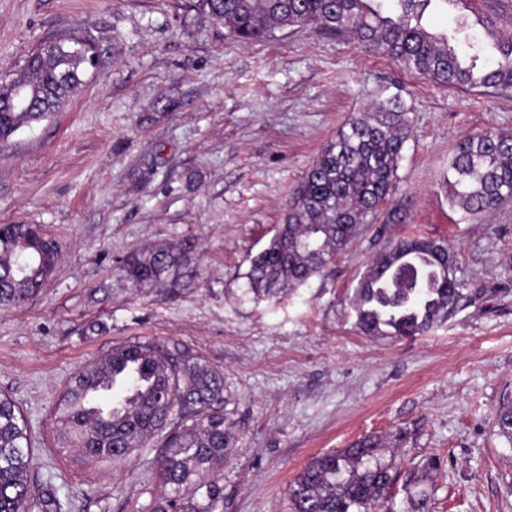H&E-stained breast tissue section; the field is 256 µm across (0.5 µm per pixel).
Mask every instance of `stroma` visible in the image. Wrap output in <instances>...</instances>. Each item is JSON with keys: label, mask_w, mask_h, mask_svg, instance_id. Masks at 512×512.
I'll use <instances>...</instances> for the list:
<instances>
[{"label": "stroma", "mask_w": 512, "mask_h": 512, "mask_svg": "<svg viewBox=\"0 0 512 512\" xmlns=\"http://www.w3.org/2000/svg\"><path fill=\"white\" fill-rule=\"evenodd\" d=\"M87 39L95 65L67 107L0 145V224H38L60 247L42 292L0 308V393L33 434L30 472L64 512H153L154 450L89 458L59 436L68 382L112 345L178 342L223 371L234 436L223 512H292L314 456L374 434L396 439L381 512H403L408 474L434 512H512V438L494 417L512 395V202L474 216L448 201V160L486 126L512 133V96L442 88L373 47L317 26L248 43L200 0H0V81L50 41ZM398 94L410 137L389 205L322 273L258 302L244 273L288 199L349 116ZM421 235L454 250L462 298L422 336L360 334L349 297L368 262ZM185 250L163 286H131L132 252Z\"/></svg>", "instance_id": "obj_1"}]
</instances>
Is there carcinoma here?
<instances>
[{"mask_svg":"<svg viewBox=\"0 0 512 512\" xmlns=\"http://www.w3.org/2000/svg\"><path fill=\"white\" fill-rule=\"evenodd\" d=\"M433 0H202L228 33L263 42L277 31L316 25L351 35L407 72L443 87L486 95L512 92V32L483 19L478 0L457 6L454 25L429 30ZM483 27L497 52L481 59L474 33ZM94 55L78 39L32 54L11 81L30 88L36 112L0 101V142L63 110ZM409 117L399 95L352 115L324 145L288 200L283 223L250 258L243 295L273 298L323 272L371 224L395 188ZM448 195L469 215L512 201V134L486 127L467 135L448 162ZM59 252L36 224H0V308L36 297ZM185 262L181 250L132 253L121 261L126 281L163 285ZM454 253L442 240L403 238L377 254L351 296L356 328L366 336H421L456 309L461 288ZM224 374L177 343L134 340L112 347L80 371L54 409L70 447L114 461L158 436L154 465L166 495L153 512H221L219 476L233 437L217 405ZM499 434L512 438V397L496 413ZM32 438L20 407L0 394V512H61L52 485L29 474ZM397 477L393 449L376 435L312 458L291 489L293 512H374Z\"/></svg>","mask_w":512,"mask_h":512,"instance_id":"carcinoma-1","label":"carcinoma"}]
</instances>
